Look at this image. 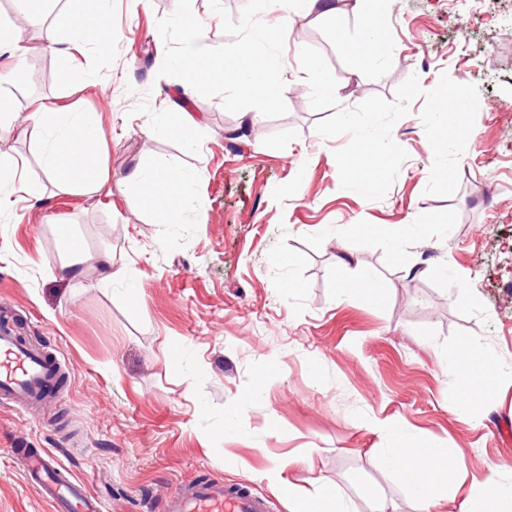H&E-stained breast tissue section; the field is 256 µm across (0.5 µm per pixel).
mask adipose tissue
Returning <instances> with one entry per match:
<instances>
[{
  "mask_svg": "<svg viewBox=\"0 0 512 512\" xmlns=\"http://www.w3.org/2000/svg\"><path fill=\"white\" fill-rule=\"evenodd\" d=\"M111 15L112 0H66L56 20L79 45L103 48L112 40ZM27 119L44 146L43 165L62 191L76 189L87 195L111 192L107 174L93 162L104 138L93 113L71 112L42 103L28 113ZM190 181L189 175L168 170L155 171L140 179L147 202L166 223L179 215L187 200ZM448 367L458 384L460 408L477 410L498 379L490 352L478 342H466L449 353ZM460 455V449L431 441L399 443L391 448L393 465L418 491L417 512L446 505V498L440 495L444 489L463 490L474 501L493 499L496 512H512V484L504 483L494 474L463 484L459 475Z\"/></svg>",
  "mask_w": 512,
  "mask_h": 512,
  "instance_id": "adipose-tissue-1",
  "label": "adipose tissue"
}]
</instances>
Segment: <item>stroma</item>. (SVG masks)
Segmentation results:
<instances>
[{
    "instance_id": "1",
    "label": "stroma",
    "mask_w": 512,
    "mask_h": 512,
    "mask_svg": "<svg viewBox=\"0 0 512 512\" xmlns=\"http://www.w3.org/2000/svg\"><path fill=\"white\" fill-rule=\"evenodd\" d=\"M64 2L31 15L23 0H0V19L19 24L27 46L20 57L0 53V87L19 114L0 154L25 163L20 201L0 217V302L17 305L27 335L72 366L60 407L0 408V512H51L16 448L50 450L109 512H163L172 486L210 473L265 496L271 512L323 487L351 512H368L371 488L390 512H416L383 451L426 438L460 449L465 479L495 465L512 481V0H388L387 52L372 63L348 50L366 26L354 0H327L334 17L291 13L288 111L257 117L249 137L239 129L253 109L227 112L159 76L157 21L177 0H112L105 48L74 47L54 30ZM301 45L322 52L347 107L393 99L413 73L426 90L444 73L478 85L485 109L456 193L424 192L433 153L419 100L393 127L408 158L385 197L341 188L334 153L349 138L316 132L328 113L293 81ZM49 102L99 114L111 196L65 193L45 174L25 115ZM172 112L200 117L192 140L145 134ZM139 168L193 175L174 223L143 204L130 179ZM361 224L378 231L359 234ZM385 228L400 234L403 263ZM104 251L108 283L80 262ZM342 256L348 277L382 283L385 306L339 296ZM468 341L500 371L473 414L457 410L447 366ZM282 456L295 463L280 490L265 472Z\"/></svg>"
}]
</instances>
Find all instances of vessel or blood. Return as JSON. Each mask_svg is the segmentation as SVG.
I'll return each instance as SVG.
<instances>
[{
    "instance_id": "obj_1",
    "label": "vessel or blood",
    "mask_w": 512,
    "mask_h": 512,
    "mask_svg": "<svg viewBox=\"0 0 512 512\" xmlns=\"http://www.w3.org/2000/svg\"><path fill=\"white\" fill-rule=\"evenodd\" d=\"M62 364L54 349L21 340L15 315L0 311V405L24 413L43 400H59ZM27 483L47 500L53 512H107L104 503L71 477L57 457L44 448L16 452ZM167 512H270L267 498L241 487L230 489L223 478L188 479L166 499Z\"/></svg>"
}]
</instances>
